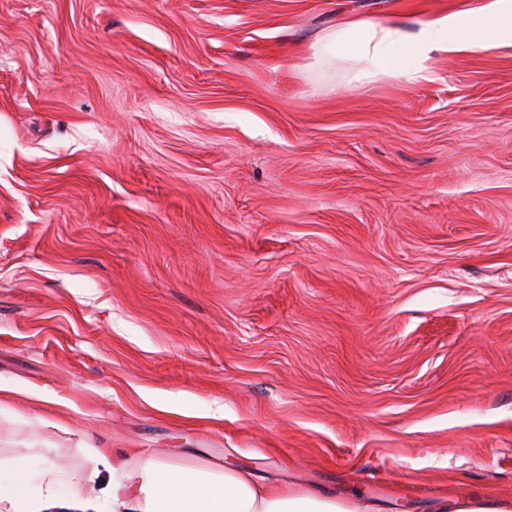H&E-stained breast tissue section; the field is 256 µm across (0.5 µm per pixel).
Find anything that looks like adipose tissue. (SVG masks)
Masks as SVG:
<instances>
[{"mask_svg": "<svg viewBox=\"0 0 512 512\" xmlns=\"http://www.w3.org/2000/svg\"><path fill=\"white\" fill-rule=\"evenodd\" d=\"M512 47V0H488L482 7L432 16L410 32L397 24L347 22L329 30L313 46L308 71L336 70L348 62V81L392 75L410 84L434 79L432 52L450 55L491 47ZM91 475L107 470L99 490L109 512H376L362 498L337 500L309 491L264 486L241 470L173 466L155 456L108 457L85 451ZM84 478L45 463L32 482L24 461L0 460V512H78L88 503ZM71 493L61 498L60 484Z\"/></svg>", "mask_w": 512, "mask_h": 512, "instance_id": "adipose-tissue-1", "label": "adipose tissue"}]
</instances>
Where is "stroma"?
Returning <instances> with one entry per match:
<instances>
[{"label": "stroma", "instance_id": "obj_1", "mask_svg": "<svg viewBox=\"0 0 512 512\" xmlns=\"http://www.w3.org/2000/svg\"><path fill=\"white\" fill-rule=\"evenodd\" d=\"M484 0H0V455L512 499V48L306 71Z\"/></svg>", "mask_w": 512, "mask_h": 512}]
</instances>
